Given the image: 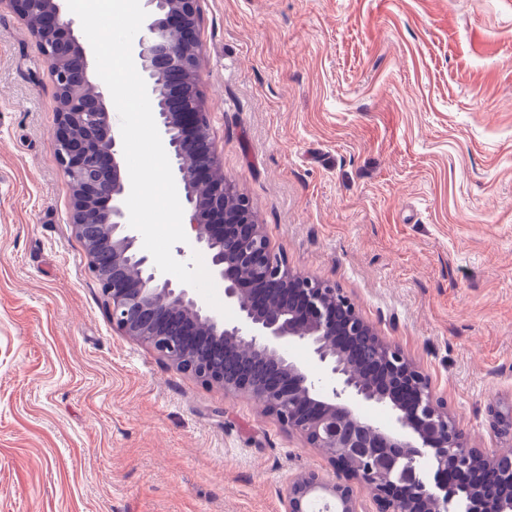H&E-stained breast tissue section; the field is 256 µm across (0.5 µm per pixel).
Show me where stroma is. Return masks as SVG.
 Segmentation results:
<instances>
[{"label":"stroma","mask_w":512,"mask_h":512,"mask_svg":"<svg viewBox=\"0 0 512 512\" xmlns=\"http://www.w3.org/2000/svg\"><path fill=\"white\" fill-rule=\"evenodd\" d=\"M220 172L291 270L512 448V0H198ZM56 88L0 5V512H284L327 469L250 399L112 329L57 162Z\"/></svg>","instance_id":"1"}]
</instances>
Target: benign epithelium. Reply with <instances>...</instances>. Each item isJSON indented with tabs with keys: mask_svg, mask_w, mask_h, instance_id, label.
<instances>
[{
	"mask_svg": "<svg viewBox=\"0 0 512 512\" xmlns=\"http://www.w3.org/2000/svg\"><path fill=\"white\" fill-rule=\"evenodd\" d=\"M22 19L35 16L34 31L57 89V159L72 189L70 223L82 232L88 214L110 225L109 235L87 247L88 265L99 280L112 329L151 350L176 369L208 386L258 402L292 434L327 457L336 481L317 470L302 471L283 489L285 512H309L322 499L334 512H366L361 493L375 512H451L466 495L472 512H512V495L488 498L477 484L453 485L446 474L468 471L467 460L480 449L469 446L447 404L435 396L431 380L401 347L387 341L366 321L336 285L298 274L275 254L247 198L215 171L208 113L197 86L201 44L197 0H142L147 17L137 34L133 57L146 78L154 120L165 152L174 164L175 184L194 232V244L207 251L209 272L224 282L229 320L211 310L181 282L163 278L153 259L139 251L137 234L124 207L131 184L121 164L120 138L112 126L104 91L89 80L90 60L67 14L66 0H6ZM229 198L240 200L237 222L214 230ZM100 250L112 252V273L95 264ZM133 264L139 276L125 275ZM249 276H244V272ZM250 282L261 292L255 299ZM179 314L180 336L166 335ZM205 339L240 358L233 381L198 360L194 349ZM303 345L314 378L296 363L285 345ZM271 372L259 382L254 371ZM387 406L383 426L360 412ZM429 457L433 480H425L417 459ZM486 465L506 464L512 450L484 455Z\"/></svg>",
	"mask_w": 512,
	"mask_h": 512,
	"instance_id": "obj_1",
	"label": "benign epithelium"
}]
</instances>
